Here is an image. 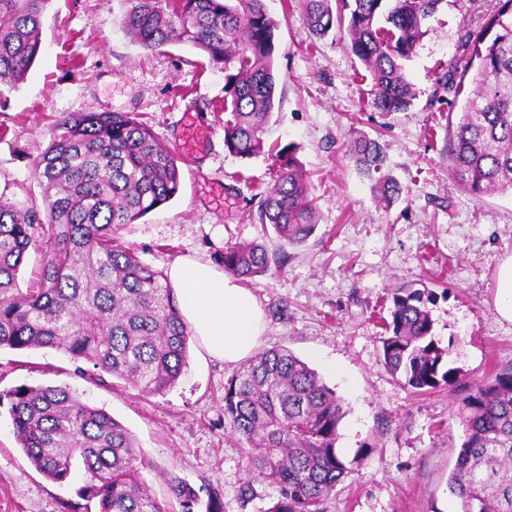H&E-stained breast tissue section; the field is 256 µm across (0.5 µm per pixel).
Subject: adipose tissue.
Instances as JSON below:
<instances>
[{"instance_id": "ef3b65f1", "label": "adipose tissue", "mask_w": 512, "mask_h": 512, "mask_svg": "<svg viewBox=\"0 0 512 512\" xmlns=\"http://www.w3.org/2000/svg\"><path fill=\"white\" fill-rule=\"evenodd\" d=\"M169 282L185 321L209 356L235 363L258 347L263 313L252 292L223 270L182 257L171 265Z\"/></svg>"}]
</instances>
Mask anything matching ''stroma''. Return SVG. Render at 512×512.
<instances>
[{
    "instance_id": "stroma-1",
    "label": "stroma",
    "mask_w": 512,
    "mask_h": 512,
    "mask_svg": "<svg viewBox=\"0 0 512 512\" xmlns=\"http://www.w3.org/2000/svg\"><path fill=\"white\" fill-rule=\"evenodd\" d=\"M493 0H445L429 20L406 72L415 99L405 112L371 106V81L336 34L310 37L299 0H265L278 23L277 98L265 153L242 159L224 149V71L185 43L147 53L124 29L126 0H51L42 51L26 80L0 107V189L40 203L34 162L64 113L134 112L159 142L181 136L185 109L209 130L200 152L179 157L176 197L117 232L143 263L168 271L189 255L220 264L226 247L266 245L268 272L250 281L266 317L260 349L282 346L314 368L344 400L337 451L348 469L327 512H458L448 491L461 442L455 395L440 387L416 394L382 362L391 293L428 289L434 334L449 367L474 384L512 368V322L495 309L496 272L512 256V194H472L448 174L447 145L466 96L444 98L435 80L449 63L465 66L466 28ZM378 140L383 175L403 192L380 200L346 145L354 133ZM297 146L319 215L315 233L288 246L260 223L273 184L277 149ZM55 349L0 350V390L20 384L66 386L104 408L143 453L141 475L153 494L181 512L166 480L199 494L195 512H266L277 492L248 479L245 441L224 418V385L234 365L208 357L197 341L177 384L159 395L78 372ZM250 492H243L244 482ZM82 475L46 479L19 447L0 408V512H60Z\"/></svg>"
}]
</instances>
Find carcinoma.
Here are the masks:
<instances>
[{
    "label": "carcinoma",
    "mask_w": 512,
    "mask_h": 512,
    "mask_svg": "<svg viewBox=\"0 0 512 512\" xmlns=\"http://www.w3.org/2000/svg\"><path fill=\"white\" fill-rule=\"evenodd\" d=\"M51 0H0V104L24 81L40 54L41 19ZM125 27L146 52L183 40L224 69V148L239 157L264 150L274 109L277 23L264 0H128ZM442 0H301L311 36L336 32L369 73L373 107L405 112L414 95L404 62ZM475 85L456 126L448 161L473 194L512 192V0H497L463 34ZM350 152L378 173L379 142L359 137ZM273 185L259 219L283 243L297 246L317 228L316 205L296 156L276 152ZM43 205L17 208L0 192V349L55 348L149 394L172 388L188 364L189 326L167 278L144 264L115 232L173 199L180 190L177 156L134 112L58 117L37 160ZM380 198L401 193L378 180ZM43 259L36 287L19 273L29 249ZM224 271L242 281L270 267L265 245L224 249ZM382 340V359L405 385L426 392L453 386L449 349L433 335L419 290L397 288ZM13 434L31 464L62 483L80 468L85 483L62 512H168L145 486L140 449L104 409L67 387L22 384L0 393ZM343 401L307 362L283 347L263 350L224 385V418L249 445L248 476L277 488L266 512H325L348 470L337 453ZM463 440L448 489L460 512H512V368L467 387L457 399ZM182 512L198 494L169 480Z\"/></svg>",
    "instance_id": "cac0c4a2"
}]
</instances>
